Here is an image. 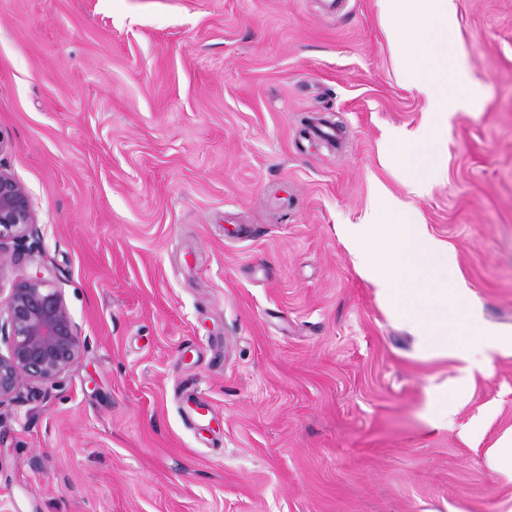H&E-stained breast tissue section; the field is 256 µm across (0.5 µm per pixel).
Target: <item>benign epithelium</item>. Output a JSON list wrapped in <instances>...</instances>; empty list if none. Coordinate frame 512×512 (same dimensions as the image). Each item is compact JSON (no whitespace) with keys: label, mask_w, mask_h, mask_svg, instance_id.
Segmentation results:
<instances>
[{"label":"benign epithelium","mask_w":512,"mask_h":512,"mask_svg":"<svg viewBox=\"0 0 512 512\" xmlns=\"http://www.w3.org/2000/svg\"><path fill=\"white\" fill-rule=\"evenodd\" d=\"M36 235L27 188L0 167V242ZM0 341V409L24 389L60 382L85 346L61 290L41 270L0 296Z\"/></svg>","instance_id":"1"}]
</instances>
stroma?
I'll return each instance as SVG.
<instances>
[{"label": "stroma", "instance_id": "1", "mask_svg": "<svg viewBox=\"0 0 512 512\" xmlns=\"http://www.w3.org/2000/svg\"><path fill=\"white\" fill-rule=\"evenodd\" d=\"M432 111L379 0H0V167L86 348L0 413V512H512V352H419L345 231L391 200L512 335V0H454ZM466 73H459L457 59ZM433 142L411 191L399 141ZM388 194L381 197L377 186ZM489 464L512 481V430L506 432L489 451Z\"/></svg>", "mask_w": 512, "mask_h": 512}]
</instances>
